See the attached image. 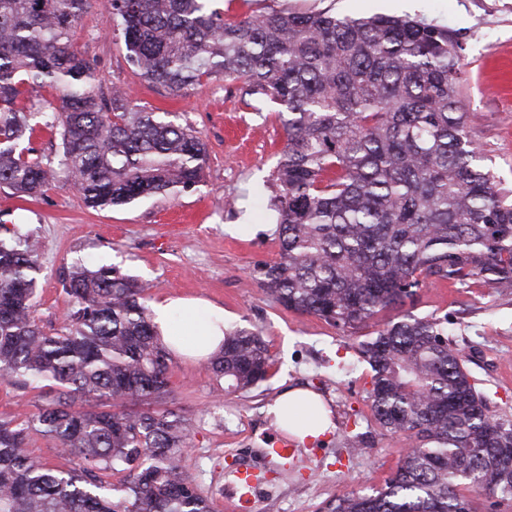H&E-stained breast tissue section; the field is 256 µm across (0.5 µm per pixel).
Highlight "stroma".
I'll return each instance as SVG.
<instances>
[{
    "label": "stroma",
    "mask_w": 512,
    "mask_h": 512,
    "mask_svg": "<svg viewBox=\"0 0 512 512\" xmlns=\"http://www.w3.org/2000/svg\"><path fill=\"white\" fill-rule=\"evenodd\" d=\"M216 6L235 18L326 9L339 17H409L449 30L458 42L470 135L486 165L512 188V0H418L414 10L401 0H216ZM106 18V0H92L76 26L74 50L95 67L101 91L129 86L134 104L196 130L208 149L205 176L179 196L105 210L88 207L64 178L34 200L0 188V226L21 228L40 243L39 324L49 333L62 326L69 309L62 276L79 263L149 281L154 304L195 298L220 307L225 326L260 333L273 364L259 387L228 395L207 362L172 359L167 406L193 420L183 470L216 512H235L234 472L254 466L266 480L253 512H319L344 491L380 490L409 439L386 434L373 418L371 372L356 352L363 333L287 310L260 285V269L279 253L273 171L285 133L277 105L247 106L238 83L221 80L169 95L132 71ZM412 311L453 322L491 413L512 415V290L425 285ZM296 386L319 394L335 427L288 462L269 453L277 431L264 410Z\"/></svg>",
    "instance_id": "stroma-1"
}]
</instances>
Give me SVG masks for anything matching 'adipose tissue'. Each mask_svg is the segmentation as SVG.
I'll return each mask as SVG.
<instances>
[{"instance_id":"obj_1","label":"adipose tissue","mask_w":512,"mask_h":512,"mask_svg":"<svg viewBox=\"0 0 512 512\" xmlns=\"http://www.w3.org/2000/svg\"><path fill=\"white\" fill-rule=\"evenodd\" d=\"M214 305L198 299L163 301L153 307L154 320L159 327L162 341L196 358L209 357L218 351L224 339L220 321L212 320ZM315 392L304 388L284 390L266 408L281 431L299 439L320 437L332 426L329 410H322L320 419L310 426L302 421L311 406L319 404Z\"/></svg>"}]
</instances>
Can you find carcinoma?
I'll return each mask as SVG.
<instances>
[{
	"label": "carcinoma",
	"instance_id": "cac0c4a2",
	"mask_svg": "<svg viewBox=\"0 0 512 512\" xmlns=\"http://www.w3.org/2000/svg\"><path fill=\"white\" fill-rule=\"evenodd\" d=\"M210 2L107 0V23L134 73L172 95L224 79L280 106L267 293L357 331L414 303L429 281L512 289V190L469 137L450 32L327 10L226 19ZM90 5L0 0V187L34 198L63 175L100 209L195 188L207 159L198 132L138 109L121 85L96 90L94 68L72 49ZM44 87L60 91V106L39 120L32 93ZM38 125L60 136L58 162L21 146ZM39 270L29 235L0 236V384L53 393L35 413L0 418V512H213L183 475L189 418L150 408L172 393V357L149 284L76 267L62 280L67 318L49 334L35 318ZM451 335L448 316L406 311L359 343L377 424L411 443L383 490L343 492L325 512H475L464 488L512 502V417L489 412ZM271 363L262 336L236 327L209 368L235 393L265 381ZM33 431L73 466L32 455Z\"/></svg>",
	"mask_w": 512,
	"mask_h": 512
}]
</instances>
